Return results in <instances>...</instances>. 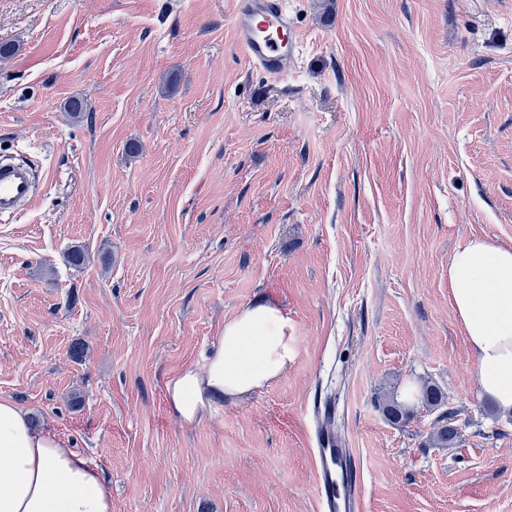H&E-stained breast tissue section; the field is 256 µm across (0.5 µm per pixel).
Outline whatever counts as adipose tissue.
<instances>
[{
  "instance_id": "ef3b65f1",
  "label": "adipose tissue",
  "mask_w": 512,
  "mask_h": 512,
  "mask_svg": "<svg viewBox=\"0 0 512 512\" xmlns=\"http://www.w3.org/2000/svg\"><path fill=\"white\" fill-rule=\"evenodd\" d=\"M450 301L476 358L475 378L499 408L512 411V248L475 237L448 264ZM293 327L280 308H243L224 324L204 370L189 366L165 386L171 413L198 423L219 400L266 386L294 356ZM0 512H112V492L96 467L28 410L0 398Z\"/></svg>"
}]
</instances>
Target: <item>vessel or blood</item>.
I'll list each match as a JSON object with an SVG mask.
<instances>
[{"label":"vessel or blood","mask_w":512,"mask_h":512,"mask_svg":"<svg viewBox=\"0 0 512 512\" xmlns=\"http://www.w3.org/2000/svg\"><path fill=\"white\" fill-rule=\"evenodd\" d=\"M237 43L245 61L262 73L280 77L296 60L289 41L292 24L282 0H234ZM32 165L0 161V220L19 216L37 192ZM315 492L318 512H362L361 478L352 449L327 429L317 431Z\"/></svg>","instance_id":"1"}]
</instances>
